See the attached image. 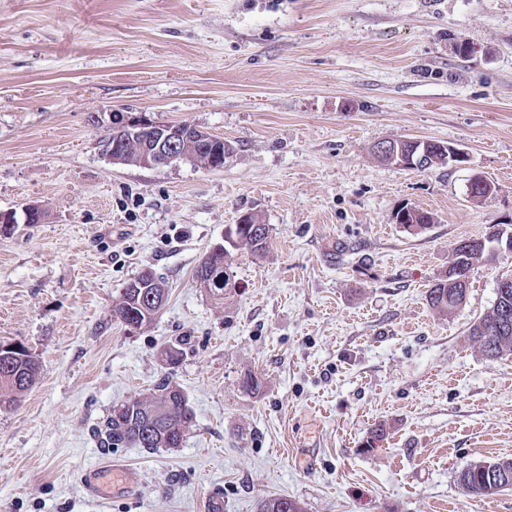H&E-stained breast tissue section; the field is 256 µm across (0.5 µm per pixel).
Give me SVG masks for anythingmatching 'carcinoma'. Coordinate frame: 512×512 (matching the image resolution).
Segmentation results:
<instances>
[{
	"instance_id": "obj_1",
	"label": "carcinoma",
	"mask_w": 512,
	"mask_h": 512,
	"mask_svg": "<svg viewBox=\"0 0 512 512\" xmlns=\"http://www.w3.org/2000/svg\"><path fill=\"white\" fill-rule=\"evenodd\" d=\"M146 144V137L129 136L123 143L128 164L138 163ZM250 223L239 228V239L225 248V259L204 256L196 268V278L208 288L214 297H224V289L214 283V278L224 269L231 267L228 256L232 252L247 248L255 255L263 254L269 244V226L261 223L258 216L249 215ZM433 223L430 213L415 206L410 207L403 225L424 228ZM454 264L448 277L436 283L429 291L427 302L440 313H446L458 306L467 288L458 278L468 276L474 263L487 257L482 240H460L453 248ZM167 298L164 284L150 275L138 282L129 281L121 295V302L115 310L120 322L142 319L152 322L159 309L149 303L148 295ZM512 318V284L501 293L493 306L480 316L469 328V336L478 342L484 353L491 352L499 357L512 354V331L500 332L503 315ZM40 376V366L26 347L9 358H0V407H8L16 397L29 390ZM174 384L167 380L160 383L154 395L148 400L128 399L113 408L112 414L99 429L98 437L105 448L136 447L154 450L175 448L184 442L192 427L194 414L188 405L183 390H173ZM507 464L512 474V460L480 461L469 465L459 475V484L469 495H490L502 491L500 465ZM260 512H305L304 506L291 497L276 496L262 500Z\"/></svg>"
}]
</instances>
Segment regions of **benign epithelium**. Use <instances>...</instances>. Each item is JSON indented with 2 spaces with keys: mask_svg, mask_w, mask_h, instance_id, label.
<instances>
[{
  "mask_svg": "<svg viewBox=\"0 0 512 512\" xmlns=\"http://www.w3.org/2000/svg\"><path fill=\"white\" fill-rule=\"evenodd\" d=\"M146 133L157 143V150L143 155L140 161L142 167L168 165L174 161L187 159L182 151L186 142L195 140L198 143L212 144L214 164L211 169L224 168V138L218 137L195 124L191 123H161L153 121L143 114L131 112L121 113L112 118V132L109 140L112 145L105 151L106 156L114 164H125L121 143L126 134ZM375 153L386 158L388 162L400 167H417L421 165L427 150L416 146L406 150L401 143L389 139L375 146Z\"/></svg>",
  "mask_w": 512,
  "mask_h": 512,
  "instance_id": "1",
  "label": "benign epithelium"
}]
</instances>
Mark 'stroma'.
<instances>
[{
	"mask_svg": "<svg viewBox=\"0 0 512 512\" xmlns=\"http://www.w3.org/2000/svg\"><path fill=\"white\" fill-rule=\"evenodd\" d=\"M115 110L232 152L220 170L114 164ZM403 137L466 159L377 161ZM477 173L493 185L479 201ZM31 202L42 223L0 232V341L40 365L0 410V512H207L212 494L223 512L280 495L309 512H512V490L458 482L512 459V354L468 336L512 252L475 263L458 309L426 299L455 242L512 220V0H0V211ZM404 204L433 223L396 224ZM247 212L269 246L234 251L240 288L213 298L196 267ZM145 270L168 301L131 333L113 310ZM165 379L194 413L182 446L100 447L114 406ZM94 466L133 489L89 498ZM507 463L510 473V485L505 488L512 490V460L480 461L470 464L462 470L459 475V484L462 489H466L469 495H490L506 489L500 483L499 476L500 465ZM503 480V479H501Z\"/></svg>",
	"mask_w": 512,
	"mask_h": 512,
	"instance_id": "obj_1",
	"label": "stroma"
}]
</instances>
